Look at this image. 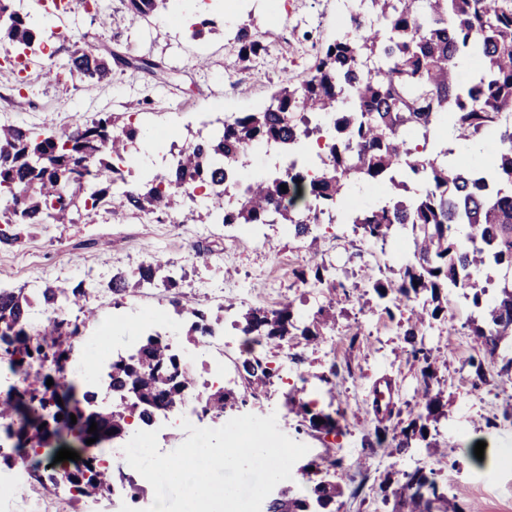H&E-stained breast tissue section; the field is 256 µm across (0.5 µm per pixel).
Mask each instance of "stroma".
Listing matches in <instances>:
<instances>
[{"label":"stroma","mask_w":512,"mask_h":512,"mask_svg":"<svg viewBox=\"0 0 512 512\" xmlns=\"http://www.w3.org/2000/svg\"><path fill=\"white\" fill-rule=\"evenodd\" d=\"M220 10L194 7L192 0H170L163 15L130 24L123 0H101V10L74 0L62 16H49L46 31L61 30L55 59L65 58L73 42L88 41L113 57L112 76L88 82L59 71L44 76L40 63L18 69L0 59V114L32 127L64 130L109 113L133 116L145 131L124 169L127 180L139 178L147 163L144 146L152 141L161 152L202 134L197 117L208 112L227 116L257 112L268 105L287 79L304 74L317 50L347 27L338 0H223ZM210 20L201 38L190 36L193 23ZM249 24L268 45L265 56L240 62L236 26ZM127 57L153 61L150 70L124 65ZM412 242L399 233L386 243H370L349 224H320L310 235L296 237L284 225L225 226L181 222L162 214L144 220L141 213L113 216L100 212L96 223L41 224L14 247L0 246V286L43 288L57 281H86V306L93 324L102 327L113 347L134 350L144 335L140 318L119 315L108 292L113 272L135 273L139 265L160 256L181 269L184 297L201 309L217 312L216 293L234 303L224 312V361L239 358L241 338L233 323L254 307L293 302L301 313L326 305V289L302 284L295 269L308 261L333 267L337 281L352 287L351 297L337 295L336 323L323 329L316 343L293 351L269 350L270 358L287 361L288 375L304 400L317 409L339 413V434L328 436L301 428L288 410L284 381H275L248 410L276 414L282 432L306 444L313 455L336 460L342 473L336 512H393L386 487L402 472L417 468L436 473L440 489L476 512H512V389L501 391V360L485 356L467 325L471 310L463 298H452L444 314L427 320L417 341L436 358L431 381L422 378V363L405 353V322L380 315L374 282L393 279ZM483 361L488 382L476 385L469 359ZM339 377L334 392L321 381L330 368ZM305 380H298V373ZM395 386L389 414L370 408L376 380ZM439 392L441 414L427 418V444L398 453L374 446L376 429H402L425 412L419 399L423 385ZM485 442L483 458L474 447ZM0 512H86L83 499L68 488L41 483L35 472L10 489H0Z\"/></svg>","instance_id":"stroma-1"}]
</instances>
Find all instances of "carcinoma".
<instances>
[{"label": "carcinoma", "mask_w": 512, "mask_h": 512, "mask_svg": "<svg viewBox=\"0 0 512 512\" xmlns=\"http://www.w3.org/2000/svg\"><path fill=\"white\" fill-rule=\"evenodd\" d=\"M124 2L129 20L137 23L159 15L168 0ZM349 26L354 35L319 49L309 71L281 87L267 108L225 117L222 128L188 142L171 153L168 165L140 181L128 182L118 166L140 136L132 121L121 124L105 114L68 131L35 129L23 122L0 126V224L6 225L0 229V244L20 243L25 225L72 223L77 218L93 224L102 209L116 215L182 208L192 215L199 209L194 190L200 185L212 192L205 208L208 221L286 224L288 232L304 237L321 216L332 222L335 213H347L346 194L354 185L374 181L407 192L411 180L417 183L413 195L349 216L369 241L386 242L396 226L412 228V249L399 276L372 284L383 300L382 313L393 320L396 310L410 308L405 342L409 354L423 362L426 378L434 360L417 346V336L427 318L444 311L443 289L470 302L468 326L487 353L494 357L512 350V279H503L492 293L476 280L485 268L512 271V0H365L363 13L353 16ZM45 39L46 32L30 14L14 9L12 0H0L1 50L20 56ZM235 40L242 59L266 51L246 24L238 27ZM463 59L476 63L464 78ZM56 69L79 80L103 81L112 76V61L94 45L76 41L48 72ZM450 124L471 160L465 169L448 159L454 154L451 149L424 154L426 144L442 137ZM323 131L327 136L320 165L311 176L304 157L292 153V147ZM268 143L288 151L284 173L253 177L243 200L224 203V179L243 164L247 149ZM491 144L496 145V157L487 165L485 151ZM294 275L304 284L336 289L335 275L324 264L308 263ZM158 282L173 292L178 314L191 319V333L211 336L224 327L223 315L209 317L184 302L171 265L153 257L137 269L135 285ZM129 285L128 276L117 272L108 290L123 296ZM425 293L434 307H412ZM85 298L82 280L44 288L40 302L53 316L33 340L28 321L34 299L22 288H0V352L11 357L18 371L49 354L65 362L57 339L65 330L76 332L67 307ZM331 308H319L307 323L290 302L242 314L238 368L252 393L264 392L278 376L271 361L255 354L254 344L273 349L290 338L298 345L312 342L333 321ZM108 378L113 390L130 399L100 407L96 393L88 391L83 396L86 407L77 401L51 415L47 378L25 374V386L15 396L0 399V417L16 422L18 441L10 453L0 451V460L10 466L18 458L32 457L38 466L39 450L52 447L61 430L82 440L93 421L101 431L115 430L111 440L121 441L130 434L131 419L148 426L158 411L180 404L197 388L169 340L158 334L144 337L133 355L113 361ZM243 403L244 396L224 388L210 389L201 398L203 414L214 418ZM288 406L312 430L328 434L339 428L332 415L294 393L288 394ZM318 418L324 423L316 422ZM424 431L412 420L393 436L395 449L409 448L416 435L426 438ZM43 472L42 480L54 486L67 483L87 500L111 491L120 478L129 490H137L133 477L95 457L73 470L46 465ZM337 494L336 481L323 477L310 478L300 488L285 484L266 502L265 512H335ZM393 494L400 512H430L433 498L443 503L442 512H464L439 491L432 469L403 473Z\"/></svg>", "instance_id": "carcinoma-1"}]
</instances>
